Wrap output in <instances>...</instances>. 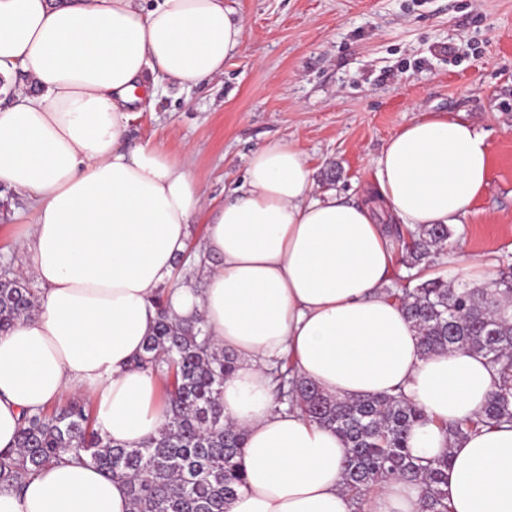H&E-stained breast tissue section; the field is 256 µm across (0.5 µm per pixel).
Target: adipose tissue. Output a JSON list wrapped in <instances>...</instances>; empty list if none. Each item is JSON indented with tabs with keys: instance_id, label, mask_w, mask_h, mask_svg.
Here are the masks:
<instances>
[{
	"instance_id": "ef3b65f1",
	"label": "adipose tissue",
	"mask_w": 512,
	"mask_h": 512,
	"mask_svg": "<svg viewBox=\"0 0 512 512\" xmlns=\"http://www.w3.org/2000/svg\"><path fill=\"white\" fill-rule=\"evenodd\" d=\"M246 27L225 0H0V185L33 217L20 240L42 285L39 310L0 334V450L24 413L64 390L90 396L95 425L135 447L165 423L154 374L136 368L168 288L171 312L199 318L238 361L224 420L245 434V484L227 512H352L346 449L298 408L274 402L268 369L344 399L404 392L425 415L416 455H448L451 512H512V425L453 441L445 423L479 412L495 375L479 355L423 354L387 288L396 253L379 216L408 228L458 224L487 184L482 135L413 119L384 145L367 202L315 195L305 153L271 143L244 183L208 201L190 171L151 142L130 144L134 93L152 73L179 85L222 76ZM202 289L173 283L194 221ZM419 485L388 478L364 512H418ZM0 512H133L124 481L69 462L0 485Z\"/></svg>"
}]
</instances>
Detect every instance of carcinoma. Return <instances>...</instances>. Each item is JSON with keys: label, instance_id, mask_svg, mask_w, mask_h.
<instances>
[{"label": "carcinoma", "instance_id": "cac0c4a2", "mask_svg": "<svg viewBox=\"0 0 512 512\" xmlns=\"http://www.w3.org/2000/svg\"><path fill=\"white\" fill-rule=\"evenodd\" d=\"M401 246L402 263L430 267L437 247L452 236L446 224L387 227ZM417 328L425 355L461 349L483 357L498 376L496 390L473 419L446 426L456 439L483 427L512 424V267L490 285L457 288L441 276L427 278L397 297ZM157 319L135 364L161 376L167 418L158 435L135 448L114 445L93 425L86 406L71 402L22 417L16 447L0 451V484L20 488L55 462L76 460L126 482L134 512H226L244 483V433L224 423V376L236 358L191 322L175 320L165 292ZM38 311L26 283L0 273V334ZM276 401L299 407L335 430L347 448L343 487L360 512L380 479L399 477L421 487L420 512H448L449 457L423 458L409 448L411 428L424 414L399 392L340 399L291 376L288 359L271 371Z\"/></svg>", "mask_w": 512, "mask_h": 512}]
</instances>
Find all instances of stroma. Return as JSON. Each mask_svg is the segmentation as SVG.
I'll list each match as a JSON object with an SVG mask.
<instances>
[{
    "label": "stroma",
    "instance_id": "stroma-1",
    "mask_svg": "<svg viewBox=\"0 0 512 512\" xmlns=\"http://www.w3.org/2000/svg\"><path fill=\"white\" fill-rule=\"evenodd\" d=\"M246 39L224 74L198 86L157 79L130 106L129 139L188 161L208 198L239 186L257 148L293 142L314 190L360 200L385 143L424 114L486 138L490 177L452 243L512 264V0H229ZM28 201L0 206V267L40 293L8 235Z\"/></svg>",
    "mask_w": 512,
    "mask_h": 512
}]
</instances>
